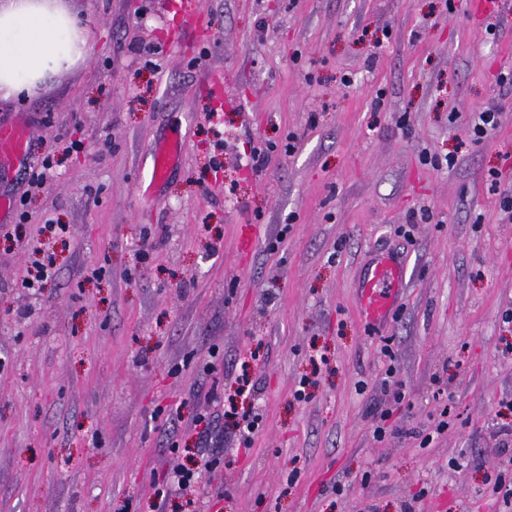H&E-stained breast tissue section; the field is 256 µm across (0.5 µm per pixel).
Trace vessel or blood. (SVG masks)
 I'll use <instances>...</instances> for the list:
<instances>
[{
	"label": "vessel or blood",
	"mask_w": 512,
	"mask_h": 512,
	"mask_svg": "<svg viewBox=\"0 0 512 512\" xmlns=\"http://www.w3.org/2000/svg\"><path fill=\"white\" fill-rule=\"evenodd\" d=\"M29 142L24 124L0 125V157H24ZM405 267L392 253L374 255L355 283L360 311L371 325L384 323L395 307L404 285Z\"/></svg>",
	"instance_id": "obj_1"
}]
</instances>
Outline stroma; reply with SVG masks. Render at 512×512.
Listing matches in <instances>:
<instances>
[{
    "label": "stroma",
    "instance_id": "1",
    "mask_svg": "<svg viewBox=\"0 0 512 512\" xmlns=\"http://www.w3.org/2000/svg\"><path fill=\"white\" fill-rule=\"evenodd\" d=\"M169 2L65 0L89 58L0 101V124L30 130L27 161L0 168V194L28 198L26 223L0 218V512H512L492 492L512 451L491 435L512 399V209L490 186L512 184V15L198 0L188 28ZM170 135L173 173L144 194ZM51 149L57 177L32 184ZM382 251L406 281L372 331L354 283ZM35 260L54 272L38 293ZM244 360L249 450L225 439L217 472L156 508ZM391 364L408 403L379 441Z\"/></svg>",
    "mask_w": 512,
    "mask_h": 512
}]
</instances>
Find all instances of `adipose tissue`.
I'll return each instance as SVG.
<instances>
[{
    "instance_id": "obj_1",
    "label": "adipose tissue",
    "mask_w": 512,
    "mask_h": 512,
    "mask_svg": "<svg viewBox=\"0 0 512 512\" xmlns=\"http://www.w3.org/2000/svg\"><path fill=\"white\" fill-rule=\"evenodd\" d=\"M89 56V34L57 0H0V100Z\"/></svg>"
}]
</instances>
